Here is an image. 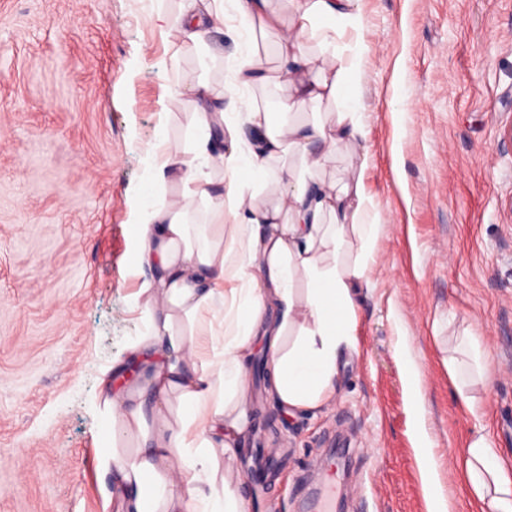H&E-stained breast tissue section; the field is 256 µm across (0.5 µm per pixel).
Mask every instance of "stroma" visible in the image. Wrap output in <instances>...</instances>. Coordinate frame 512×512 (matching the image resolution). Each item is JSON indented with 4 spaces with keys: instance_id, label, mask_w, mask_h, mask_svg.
Returning a JSON list of instances; mask_svg holds the SVG:
<instances>
[{
    "instance_id": "obj_1",
    "label": "stroma",
    "mask_w": 512,
    "mask_h": 512,
    "mask_svg": "<svg viewBox=\"0 0 512 512\" xmlns=\"http://www.w3.org/2000/svg\"><path fill=\"white\" fill-rule=\"evenodd\" d=\"M150 0H0V512H120L103 464L101 380L143 330L131 264L149 150L190 145L162 116L177 75L222 88L232 33L175 49ZM370 81L363 167L385 225L356 295L334 398L282 407L248 372L250 428L224 467L245 512H301L336 433L344 512H482L448 463L484 429L512 466V0H357ZM492 373L459 406L456 339ZM420 374L422 400L408 394ZM429 448L436 480L418 451ZM448 377L454 384L458 400L460 401L462 406L471 415H476L478 407L475 403L474 398L468 395L467 392L465 391V382L462 379L461 371L453 361H448Z\"/></svg>"
}]
</instances>
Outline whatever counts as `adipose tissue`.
<instances>
[{"label":"adipose tissue","instance_id":"adipose-tissue-1","mask_svg":"<svg viewBox=\"0 0 512 512\" xmlns=\"http://www.w3.org/2000/svg\"><path fill=\"white\" fill-rule=\"evenodd\" d=\"M354 0H185L171 12L152 0L150 20L173 44L208 45L232 29L241 41L223 88L183 73L186 97L166 108L190 111L191 146L153 153L141 192L132 261L149 271L137 292L146 331L129 361H152L123 391L107 395L101 455L116 473L124 512H242L224 470L248 426L247 361L265 344L274 395L313 409L336 392L339 357L355 343V294L380 262V212L362 174L327 178L329 161L366 137L358 92L367 79L363 19ZM275 35L279 63L268 69L258 35ZM285 86L277 112L243 93ZM335 103L315 121L287 115ZM231 150H213L214 135ZM226 180L214 179L213 170ZM181 187L165 197L168 183ZM206 221L190 223L196 200ZM215 315L207 333L198 324ZM136 442L116 451V435ZM464 482L489 512H512V469L488 435L475 433L461 458Z\"/></svg>","mask_w":512,"mask_h":512}]
</instances>
